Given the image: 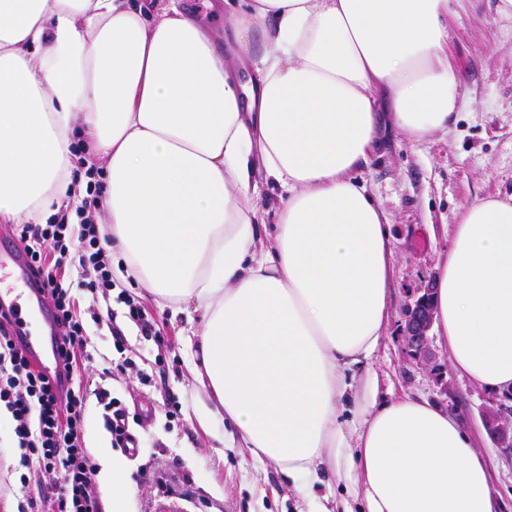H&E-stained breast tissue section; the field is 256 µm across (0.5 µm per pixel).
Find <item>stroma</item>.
Returning a JSON list of instances; mask_svg holds the SVG:
<instances>
[{"label": "stroma", "instance_id": "obj_1", "mask_svg": "<svg viewBox=\"0 0 512 512\" xmlns=\"http://www.w3.org/2000/svg\"><path fill=\"white\" fill-rule=\"evenodd\" d=\"M450 49L461 76L455 123L414 141L390 131L382 136L359 180L384 214L394 251L391 318L373 357L378 395L388 392L424 397L454 414L486 457L491 492L500 512H512V453L490 438L482 413L494 396L476 382L459 378L446 350L432 344L434 366L413 359L404 339V313L431 280L438 257L449 245L464 207L512 195V17L464 0L448 21ZM111 300L77 290L89 320L86 330L97 350L96 384L111 390L128 411V430L138 450L123 449L133 484L132 512H341L351 505L346 482L328 468L318 470L310 488L289 479L273 463H255L247 449L222 448V419L197 413L206 391L193 370L191 341L196 325L191 304L181 311L160 309L129 278L114 276ZM142 303L158 335H143L126 316L125 299ZM113 311L122 331L114 342L92 314ZM122 372L107 375L110 364ZM12 422L0 419V512H16L8 488L17 484V460L8 446Z\"/></svg>", "mask_w": 512, "mask_h": 512}]
</instances>
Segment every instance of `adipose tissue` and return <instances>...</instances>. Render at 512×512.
Instances as JSON below:
<instances>
[{"label": "adipose tissue", "mask_w": 512, "mask_h": 512, "mask_svg": "<svg viewBox=\"0 0 512 512\" xmlns=\"http://www.w3.org/2000/svg\"><path fill=\"white\" fill-rule=\"evenodd\" d=\"M459 0H214L233 51L180 0H0V222L80 206L76 136L104 164L98 208L127 273L193 303L203 418L228 419L290 478L330 462L365 512H495L458 419L409 395L340 422L348 371L389 317L390 230L357 173L382 124L450 127ZM251 76L241 80V67ZM283 193L260 240L255 169ZM431 332L450 366L512 392V202L466 206L434 275ZM108 512H130L127 461L103 455Z\"/></svg>", "instance_id": "ef3b65f1"}]
</instances>
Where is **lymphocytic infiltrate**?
<instances>
[{"label": "lymphocytic infiltrate", "mask_w": 512, "mask_h": 512, "mask_svg": "<svg viewBox=\"0 0 512 512\" xmlns=\"http://www.w3.org/2000/svg\"><path fill=\"white\" fill-rule=\"evenodd\" d=\"M15 235L32 270L48 289L64 331V369L73 373L79 359L88 358L89 341L72 294L74 282L66 272L72 268L94 271L96 278L87 282V289L109 295L108 244L100 240L90 218L85 216L73 224L64 212L57 213L49 224L17 225ZM11 319V314L0 312V410L12 418L18 450L22 495L17 512H100L92 482L94 468L85 449L87 398L95 396L111 443L118 448L129 447L133 441L126 428V411L109 390L99 386L90 394L53 389L50 380L9 338ZM35 468L62 472V483L31 490L28 472Z\"/></svg>", "instance_id": "obj_1"}]
</instances>
